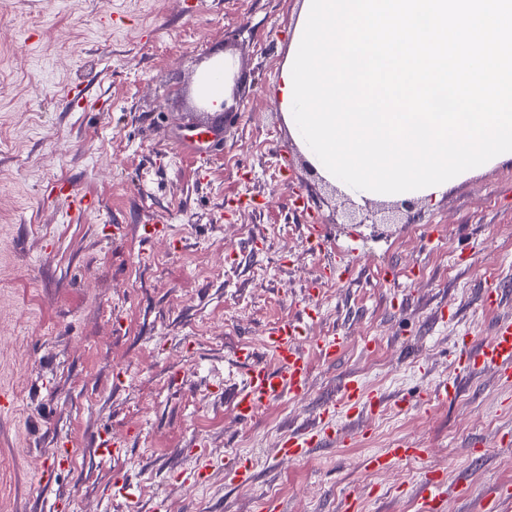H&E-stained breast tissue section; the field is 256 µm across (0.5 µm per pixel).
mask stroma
I'll list each match as a JSON object with an SVG mask.
<instances>
[{"label":"stroma","mask_w":512,"mask_h":512,"mask_svg":"<svg viewBox=\"0 0 512 512\" xmlns=\"http://www.w3.org/2000/svg\"><path fill=\"white\" fill-rule=\"evenodd\" d=\"M301 0H0V512H417L423 474L479 512L512 486V383L456 358L512 320V164L415 205L411 224H355L359 203L300 160L275 98ZM243 79L225 110L193 85L210 54ZM94 206L75 215L67 195ZM322 224L320 243L308 226ZM149 224L166 226L149 238ZM504 288L499 307L482 302ZM288 319L340 336L309 350L311 387L248 421L236 354ZM355 379L384 409L348 413ZM457 382L449 403L442 381ZM334 435L287 461L280 441L322 408ZM124 438L102 458L97 440ZM407 437L429 453L367 459ZM205 446L204 483L178 472ZM70 462L49 489L37 473ZM254 464L250 485L229 470Z\"/></svg>","instance_id":"obj_1"}]
</instances>
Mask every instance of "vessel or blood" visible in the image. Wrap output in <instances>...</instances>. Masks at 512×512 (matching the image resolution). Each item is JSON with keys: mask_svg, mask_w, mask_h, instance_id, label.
<instances>
[{"mask_svg": "<svg viewBox=\"0 0 512 512\" xmlns=\"http://www.w3.org/2000/svg\"><path fill=\"white\" fill-rule=\"evenodd\" d=\"M267 358L256 357L250 350H242L240 360L245 368L246 383L235 396V407L240 417H252L259 408L282 398H303L309 389L310 366L304 340L299 328L280 324L270 329L264 340ZM460 367L472 371L495 366L501 380L512 381V322L500 324L494 335L480 344L464 349L458 357ZM328 428L311 426L307 431L286 437L279 449L283 459L297 460L309 448L329 438ZM425 450L411 440L392 444L373 457L370 466L385 470L394 464L424 455Z\"/></svg>", "mask_w": 512, "mask_h": 512, "instance_id": "obj_1", "label": "vessel or blood"}]
</instances>
